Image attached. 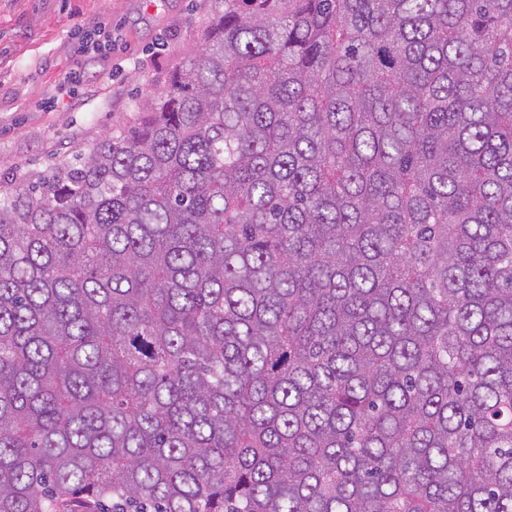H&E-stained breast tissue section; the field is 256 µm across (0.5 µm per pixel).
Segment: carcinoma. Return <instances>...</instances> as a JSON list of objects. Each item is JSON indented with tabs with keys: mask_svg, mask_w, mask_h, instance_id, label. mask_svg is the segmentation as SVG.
Segmentation results:
<instances>
[{
	"mask_svg": "<svg viewBox=\"0 0 512 512\" xmlns=\"http://www.w3.org/2000/svg\"><path fill=\"white\" fill-rule=\"evenodd\" d=\"M214 2L0 193V512H512V0Z\"/></svg>",
	"mask_w": 512,
	"mask_h": 512,
	"instance_id": "1",
	"label": "carcinoma"
}]
</instances>
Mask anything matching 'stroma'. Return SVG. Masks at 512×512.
I'll return each mask as SVG.
<instances>
[{
  "label": "stroma",
  "instance_id": "35a3bbf8",
  "mask_svg": "<svg viewBox=\"0 0 512 512\" xmlns=\"http://www.w3.org/2000/svg\"><path fill=\"white\" fill-rule=\"evenodd\" d=\"M213 0H0V184L38 178L136 126L147 94L195 53ZM106 23L111 53L87 63L82 33ZM83 82L59 98L75 69Z\"/></svg>",
  "mask_w": 512,
  "mask_h": 512
}]
</instances>
